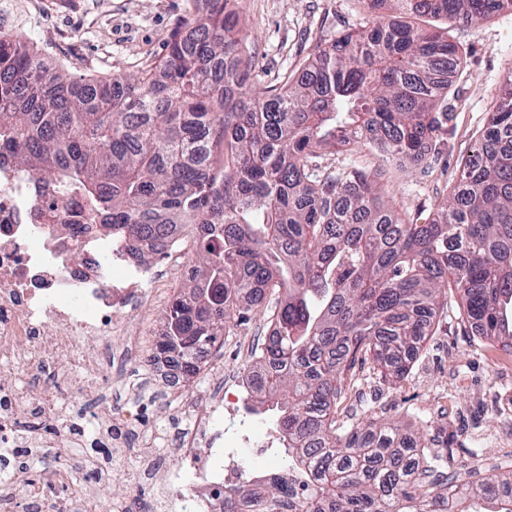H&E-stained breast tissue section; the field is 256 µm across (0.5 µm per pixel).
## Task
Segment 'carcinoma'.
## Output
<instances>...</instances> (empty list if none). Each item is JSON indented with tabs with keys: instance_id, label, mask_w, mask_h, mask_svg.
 Segmentation results:
<instances>
[{
	"instance_id": "carcinoma-1",
	"label": "carcinoma",
	"mask_w": 512,
	"mask_h": 512,
	"mask_svg": "<svg viewBox=\"0 0 512 512\" xmlns=\"http://www.w3.org/2000/svg\"><path fill=\"white\" fill-rule=\"evenodd\" d=\"M453 27L512 0H391ZM168 52L134 77L71 78L0 35V150L78 190L112 238L147 244L195 227L191 286L165 313L159 351L195 361L275 288L276 339L256 391L277 413L301 485L246 492L258 512H512L498 477L457 484L397 422L339 423L345 380L372 360L410 374L434 318L461 299L474 335L512 348V74L450 193L424 223L383 200L380 174L323 155L363 146L387 166L439 152L460 71L448 33L374 21L316 46L256 91L237 0H193Z\"/></svg>"
}]
</instances>
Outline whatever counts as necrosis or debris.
<instances>
[{
  "label": "necrosis or debris",
  "mask_w": 512,
  "mask_h": 512,
  "mask_svg": "<svg viewBox=\"0 0 512 512\" xmlns=\"http://www.w3.org/2000/svg\"><path fill=\"white\" fill-rule=\"evenodd\" d=\"M86 211L78 194L0 156V468L11 473L0 481V512H97L95 487L116 469L153 512H224L225 497L253 484L275 445L273 435L237 425L257 397L253 374L228 377L215 359H202L197 377L210 391L197 404L178 371L127 328L133 311L157 302L162 282L183 271L184 235L157 241L166 264L155 270L99 225L81 223ZM127 368L178 405L175 444L113 401ZM43 386L51 394L33 400ZM136 444L156 459L174 454L178 467L162 482H144L125 467ZM47 447L92 448L113 467L74 457L55 473L61 492H47L11 454L25 448L34 458Z\"/></svg>",
  "instance_id": "1"
}]
</instances>
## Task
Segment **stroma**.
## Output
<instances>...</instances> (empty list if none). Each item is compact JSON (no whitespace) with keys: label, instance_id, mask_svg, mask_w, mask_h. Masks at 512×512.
Instances as JSON below:
<instances>
[{"label":"stroma","instance_id":"35a3bbf8","mask_svg":"<svg viewBox=\"0 0 512 512\" xmlns=\"http://www.w3.org/2000/svg\"><path fill=\"white\" fill-rule=\"evenodd\" d=\"M191 0H0V20L21 16L13 36L73 77L134 75L158 61ZM241 34L266 81L295 72L317 44L361 29L369 20L390 23L389 5L369 9L363 0H241ZM449 35L463 70L448 90L454 112L438 161L391 167L389 200L411 217H425L445 197L459 164L484 127L492 97L512 72V12L453 28ZM268 324L259 313L223 337L216 355L225 371L242 368L244 344ZM339 420H395L423 436L430 453L443 455L468 481L512 469V353L469 335L458 300L435 319L432 334L407 380L382 378L362 365L337 411Z\"/></svg>","mask_w":512,"mask_h":512}]
</instances>
